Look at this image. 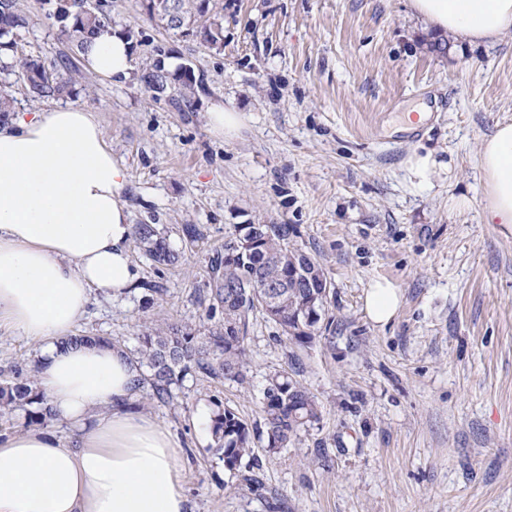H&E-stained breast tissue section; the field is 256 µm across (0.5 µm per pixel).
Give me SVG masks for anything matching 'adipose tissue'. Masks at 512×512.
Returning a JSON list of instances; mask_svg holds the SVG:
<instances>
[{"label":"adipose tissue","instance_id":"1","mask_svg":"<svg viewBox=\"0 0 512 512\" xmlns=\"http://www.w3.org/2000/svg\"><path fill=\"white\" fill-rule=\"evenodd\" d=\"M424 29L491 43L512 29V0H410ZM85 59L115 81L129 77L127 38L105 28ZM485 221L512 228V122L480 147ZM126 175L91 112L57 107L0 126V327L37 342L38 388L69 442L38 430L0 438V512H190L179 444L135 411L142 369L119 344L75 345L93 291L123 294L139 279ZM402 295L372 282L365 309L389 323Z\"/></svg>","mask_w":512,"mask_h":512}]
</instances>
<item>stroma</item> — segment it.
<instances>
[{
  "instance_id": "35a3bbf8",
  "label": "stroma",
  "mask_w": 512,
  "mask_h": 512,
  "mask_svg": "<svg viewBox=\"0 0 512 512\" xmlns=\"http://www.w3.org/2000/svg\"><path fill=\"white\" fill-rule=\"evenodd\" d=\"M19 4L30 24L18 53L49 67L74 60L82 77L66 102L103 129L131 223L154 225L183 254L166 268L130 242L141 286L94 292L76 333L133 355L160 322L207 331L210 261L240 224L291 225V244L330 282L310 343L254 313L245 383L192 372L164 402L141 389L137 410L180 444L191 512H512V232L485 222L479 167L482 140L512 122V30L442 55L409 0H214L216 51L150 19L143 0H112L113 27L135 35L133 70L115 83L73 58L40 0ZM170 59L204 79L191 102L141 79ZM215 102L242 113L234 138L208 126ZM422 106V133L399 132ZM424 150L445 168L420 186L408 160ZM460 195L463 212L451 204ZM376 279L402 294L384 326L364 305ZM276 372L315 396L321 420L278 452L256 444L229 471L195 413L228 408L262 426Z\"/></svg>"
}]
</instances>
